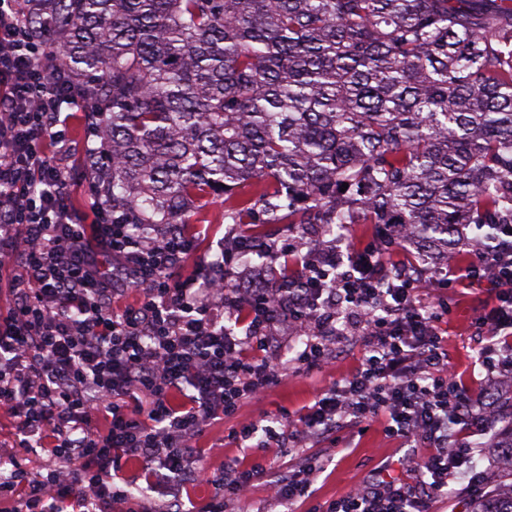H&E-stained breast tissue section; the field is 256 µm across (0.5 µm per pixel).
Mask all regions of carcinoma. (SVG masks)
<instances>
[{
  "instance_id": "carcinoma-1",
  "label": "carcinoma",
  "mask_w": 512,
  "mask_h": 512,
  "mask_svg": "<svg viewBox=\"0 0 512 512\" xmlns=\"http://www.w3.org/2000/svg\"><path fill=\"white\" fill-rule=\"evenodd\" d=\"M97 116L114 224H403L420 260L512 224V0H42ZM348 184L340 191L342 184ZM512 472V425L496 444ZM469 512H512V496Z\"/></svg>"
}]
</instances>
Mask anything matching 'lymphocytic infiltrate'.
<instances>
[{
	"mask_svg": "<svg viewBox=\"0 0 512 512\" xmlns=\"http://www.w3.org/2000/svg\"><path fill=\"white\" fill-rule=\"evenodd\" d=\"M24 14L18 0H0V266L16 269L11 305L0 310V408L15 427L0 457L11 467L0 476V501H14L13 512H185L184 493L204 480L216 493L202 512H229L263 480L270 506L296 512L324 470L309 444L336 447L347 430L379 422L415 449L412 478L351 487L325 512H431L471 464L472 437L488 433L496 414L448 355L441 323L450 304L429 301L421 286L428 278L439 288L495 286L496 302L477 311L472 334L483 384H506L512 226L496 225L468 260L435 271L392 262L406 241L398 224L347 256L339 236L307 250L233 234L219 264L170 283L193 254L186 228L152 224L133 237L97 203L92 222L78 223L66 178L72 141L63 107L71 97L60 73L35 67ZM255 248L270 266H235ZM282 256L299 264V287H284L274 265ZM228 276L241 287H223ZM126 286L142 288L143 298L115 310ZM350 316L364 352L299 414L294 464L273 474L237 457L209 473L195 467L204 428L287 374L283 337L303 339L297 367L320 370L335 361L337 325ZM36 447L48 462L34 471L18 456ZM131 461L149 495H129L123 469Z\"/></svg>",
	"mask_w": 512,
	"mask_h": 512,
	"instance_id": "lymphocytic-infiltrate-1",
	"label": "lymphocytic infiltrate"
}]
</instances>
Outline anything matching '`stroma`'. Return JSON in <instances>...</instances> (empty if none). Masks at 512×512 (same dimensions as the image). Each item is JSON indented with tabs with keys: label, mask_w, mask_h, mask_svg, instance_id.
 <instances>
[{
	"label": "stroma",
	"mask_w": 512,
	"mask_h": 512,
	"mask_svg": "<svg viewBox=\"0 0 512 512\" xmlns=\"http://www.w3.org/2000/svg\"><path fill=\"white\" fill-rule=\"evenodd\" d=\"M197 230L195 253L185 265L172 270V281L194 276L202 265L215 259L228 227L224 224H201ZM446 294L452 305L448 320L443 325L448 338V353L465 369L478 358L470 330L475 311L492 306L495 296L483 283L470 288H451ZM339 349L341 358L335 365L322 371L288 374L263 399L245 404L234 417L206 427L197 439L202 450L198 467L212 471L220 467L225 457L240 455L250 463L263 465L272 471L287 468L293 461L289 447L265 448L255 438L240 443L231 439L230 434L241 424L271 418L281 422L285 433H294L298 414L313 404L322 390L350 374L361 356L363 345L358 337L345 336L339 340ZM412 454L411 448L401 447L386 437L380 424H371L360 434L349 433L346 447L332 449L325 471L315 481L314 501L328 503L353 485L371 483L376 477L374 468L383 459L391 465L390 476L407 475Z\"/></svg>",
	"instance_id": "stroma-1"
}]
</instances>
